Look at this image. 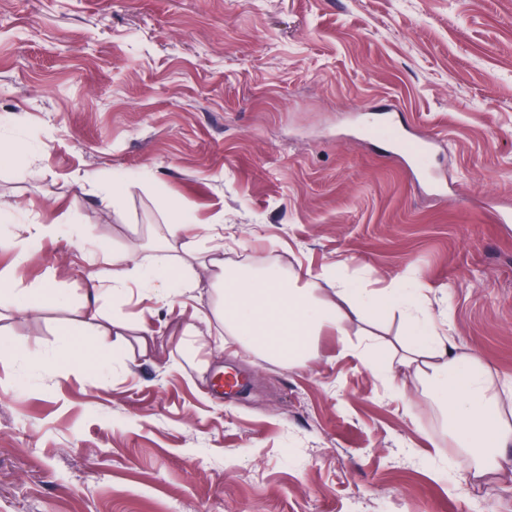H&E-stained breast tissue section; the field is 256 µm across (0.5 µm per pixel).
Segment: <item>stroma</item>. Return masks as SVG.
<instances>
[{"label": "stroma", "instance_id": "obj_1", "mask_svg": "<svg viewBox=\"0 0 512 512\" xmlns=\"http://www.w3.org/2000/svg\"><path fill=\"white\" fill-rule=\"evenodd\" d=\"M381 103L438 139L447 195L354 131ZM18 146L0 276L69 303L0 315L25 351L0 359V512H512V471L460 465L421 378L366 367L371 338L405 334L397 308L291 369L223 344L217 319L184 338L217 300L197 267L167 301L104 293L109 363L70 368L89 273L116 248L151 263L187 215L227 265L324 300L338 278L411 284L512 424V0H0V149ZM230 368L248 390L227 398Z\"/></svg>", "mask_w": 512, "mask_h": 512}]
</instances>
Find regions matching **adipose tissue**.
I'll list each match as a JSON object with an SVG mask.
<instances>
[{
  "instance_id": "adipose-tissue-1",
  "label": "adipose tissue",
  "mask_w": 512,
  "mask_h": 512,
  "mask_svg": "<svg viewBox=\"0 0 512 512\" xmlns=\"http://www.w3.org/2000/svg\"><path fill=\"white\" fill-rule=\"evenodd\" d=\"M193 230L188 218L166 227L165 249L183 252L176 265L164 259L147 265L127 251H113L109 269L93 274L94 286L88 290V297L96 296V284L117 292L134 279L159 297L167 298L193 288L186 268L196 264L214 268L213 282L222 291L219 317L225 332L234 342L292 369L305 367L317 358V339L324 330H340L347 318L375 316L390 302L400 306L406 303L405 289H393L387 298L377 297L362 293L343 280L336 283L335 302H324L316 297L313 283L293 284L275 269L256 274L228 268L219 247L199 253L188 239ZM408 316L413 332L403 339L407 356L395 361L379 349L368 357L367 367L378 372L397 364L414 370L424 379L449 425L469 447H506L512 442V427L497 409L498 390L486 368L473 357L456 353L447 337L437 333L430 313L412 308ZM85 319L91 328L79 340L82 354L75 364L84 367L92 362L105 366L111 351L107 341L111 330L100 323L93 305H86Z\"/></svg>"
}]
</instances>
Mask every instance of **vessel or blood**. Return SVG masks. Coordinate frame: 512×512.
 <instances>
[{"label":"vessel or blood","mask_w":512,"mask_h":512,"mask_svg":"<svg viewBox=\"0 0 512 512\" xmlns=\"http://www.w3.org/2000/svg\"><path fill=\"white\" fill-rule=\"evenodd\" d=\"M363 126L374 128L386 144L403 154L407 166L425 181L434 192H443V185L427 170L429 155L433 148L431 139L413 140L407 129L403 114L392 106H385L381 112L364 114Z\"/></svg>","instance_id":"obj_1"}]
</instances>
